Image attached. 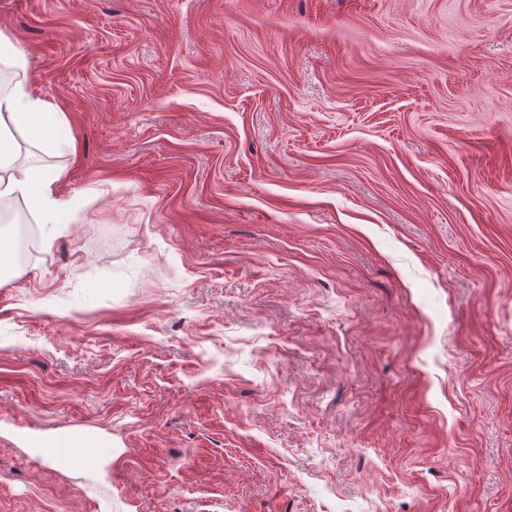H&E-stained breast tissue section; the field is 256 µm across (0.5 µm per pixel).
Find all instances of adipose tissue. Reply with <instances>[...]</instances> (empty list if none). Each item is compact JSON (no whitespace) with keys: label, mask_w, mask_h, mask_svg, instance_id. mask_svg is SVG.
<instances>
[{"label":"adipose tissue","mask_w":512,"mask_h":512,"mask_svg":"<svg viewBox=\"0 0 512 512\" xmlns=\"http://www.w3.org/2000/svg\"><path fill=\"white\" fill-rule=\"evenodd\" d=\"M14 129L54 146L70 142L69 126L48 101L31 94L26 81L0 92V198L22 197L43 223H55L67 208L56 196L60 174L45 169L35 155L18 163V145L10 137Z\"/></svg>","instance_id":"adipose-tissue-1"}]
</instances>
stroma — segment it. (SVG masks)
I'll list each match as a JSON object with an SVG mask.
<instances>
[{
    "label": "stroma",
    "instance_id": "obj_1",
    "mask_svg": "<svg viewBox=\"0 0 512 512\" xmlns=\"http://www.w3.org/2000/svg\"><path fill=\"white\" fill-rule=\"evenodd\" d=\"M63 112L0 270V512H512V0H0ZM102 437L63 467L44 442Z\"/></svg>",
    "mask_w": 512,
    "mask_h": 512
}]
</instances>
